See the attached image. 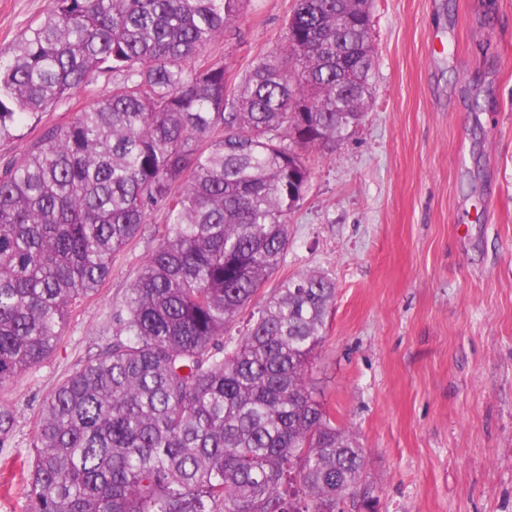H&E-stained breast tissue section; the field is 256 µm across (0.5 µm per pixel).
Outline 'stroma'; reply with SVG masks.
Here are the masks:
<instances>
[{"label": "stroma", "instance_id": "stroma-1", "mask_svg": "<svg viewBox=\"0 0 512 512\" xmlns=\"http://www.w3.org/2000/svg\"><path fill=\"white\" fill-rule=\"evenodd\" d=\"M49 0H0V58ZM294 0H248L202 55L239 79L277 47ZM367 114L288 221L278 278L336 284L313 395L365 450L342 512H512V0H372ZM88 88L20 125L0 166L91 107ZM117 252L55 352L0 387L15 411L0 447V512H26L20 466L44 399L112 338L113 310L163 231ZM278 278L269 279L274 288Z\"/></svg>", "mask_w": 512, "mask_h": 512}]
</instances>
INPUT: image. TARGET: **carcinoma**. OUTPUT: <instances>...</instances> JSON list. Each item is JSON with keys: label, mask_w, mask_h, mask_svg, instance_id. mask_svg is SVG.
Segmentation results:
<instances>
[{"label": "carcinoma", "mask_w": 512, "mask_h": 512, "mask_svg": "<svg viewBox=\"0 0 512 512\" xmlns=\"http://www.w3.org/2000/svg\"><path fill=\"white\" fill-rule=\"evenodd\" d=\"M244 0H50L0 60V142L72 91L112 90L0 170V386L57 348L73 309L161 210L112 341L44 401L28 512H339L364 449L306 383L335 284L280 281L288 216L365 115L368 0H295L281 43L232 81L195 65ZM15 413L0 406V443Z\"/></svg>", "instance_id": "obj_1"}]
</instances>
